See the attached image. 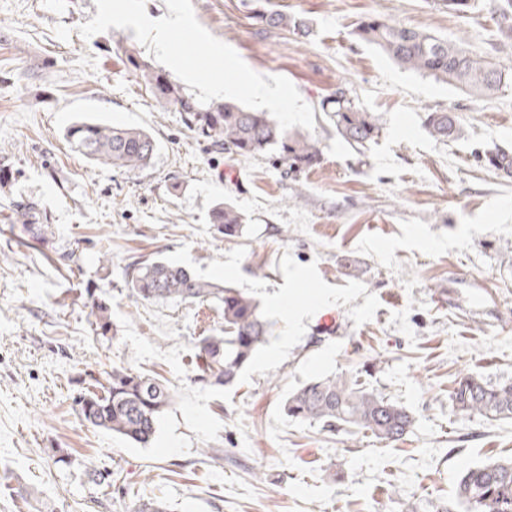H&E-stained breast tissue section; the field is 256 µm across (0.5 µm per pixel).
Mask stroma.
<instances>
[{
	"label": "stroma",
	"instance_id": "obj_1",
	"mask_svg": "<svg viewBox=\"0 0 512 512\" xmlns=\"http://www.w3.org/2000/svg\"><path fill=\"white\" fill-rule=\"evenodd\" d=\"M203 27L262 75H282L314 110L321 161L298 178L275 156L206 146L162 109L116 53L133 29L83 38L94 0H0V512H433L461 473L512 455V420L458 415L456 379H512V176L482 160L512 150V87L491 99L403 69L355 29L368 17L458 40L512 70L490 0L467 15L439 0H192ZM278 11L309 36L273 28ZM345 94L378 115L365 154L324 105ZM454 113L443 142L423 120ZM78 120L144 129L150 165L88 160L65 136ZM36 202L31 241L7 208ZM220 202L246 217L228 241ZM157 255L254 297L270 333L230 387L195 383V345L221 328L211 304L131 298V256ZM112 339L91 326L95 298ZM125 366L159 375L174 401L155 440L133 445L78 413L75 379ZM362 373L415 416L384 443L288 418L304 383ZM108 470L93 486L88 470ZM37 498L24 502L21 488Z\"/></svg>",
	"mask_w": 512,
	"mask_h": 512
}]
</instances>
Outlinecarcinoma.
Segmentation results:
<instances>
[{
  "label": "carcinoma",
  "mask_w": 512,
  "mask_h": 512,
  "mask_svg": "<svg viewBox=\"0 0 512 512\" xmlns=\"http://www.w3.org/2000/svg\"><path fill=\"white\" fill-rule=\"evenodd\" d=\"M491 12L498 40L512 42V0H492ZM358 35L399 66L478 97L495 96L512 85V74L487 57L414 27L372 18L360 23ZM119 50L156 103L181 113L185 126L211 146L241 157L274 151L285 171L292 174L318 163L320 150L310 135L283 132L270 113L253 112L231 101L201 104L168 74L138 59L134 50L124 46ZM330 114L336 133L359 152L379 133L378 116L357 108L342 95L331 101ZM425 125L433 137L443 141L456 132L453 117L445 111L426 112ZM67 138L86 158L117 168H143L158 150L156 140L143 129L95 121L72 124ZM485 161L507 176L512 174V151L495 147L485 152ZM14 215L32 238L39 239L41 213L36 206H19ZM211 219L226 240L240 238L245 232L244 216L230 204L215 206ZM125 277L130 296L137 300L212 303L221 308L224 327L200 337L196 344V379L205 385H233L269 333L260 303L253 297L198 278L163 258L133 256ZM108 312L102 302L94 303L91 311L95 330L104 335L110 331ZM79 384L74 402L85 421L143 447L155 439L160 418L173 401L170 388L161 380L125 367L86 370ZM450 398L463 417L512 419V381L492 385L480 376L464 375L455 383ZM284 410L291 418L331 429L354 427L389 443L406 436L415 423L410 410L370 390L357 375L310 381L288 397ZM457 500L466 504L467 512H512V458L463 472ZM132 512H169V507L150 497L137 500Z\"/></svg>",
  "instance_id": "cac0c4a2"
}]
</instances>
